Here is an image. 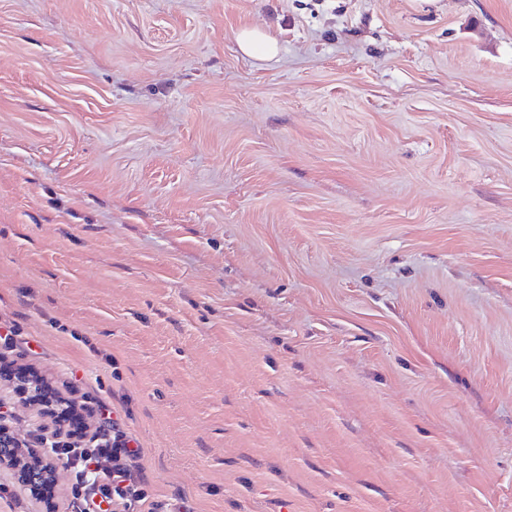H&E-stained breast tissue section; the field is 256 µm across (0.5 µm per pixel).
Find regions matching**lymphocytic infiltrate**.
<instances>
[{
	"label": "lymphocytic infiltrate",
	"instance_id": "f902f5d3",
	"mask_svg": "<svg viewBox=\"0 0 512 512\" xmlns=\"http://www.w3.org/2000/svg\"><path fill=\"white\" fill-rule=\"evenodd\" d=\"M38 402L55 422L70 428L67 439L52 450L73 476L70 512H142L148 493L133 472L140 448L119 432L86 431L82 408L57 397L49 384H41Z\"/></svg>",
	"mask_w": 512,
	"mask_h": 512
}]
</instances>
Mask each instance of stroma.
Returning a JSON list of instances; mask_svg holds the SVG:
<instances>
[{"instance_id":"1","label":"stroma","mask_w":512,"mask_h":512,"mask_svg":"<svg viewBox=\"0 0 512 512\" xmlns=\"http://www.w3.org/2000/svg\"><path fill=\"white\" fill-rule=\"evenodd\" d=\"M0 323L148 512H512V0H0ZM236 40L245 56L258 60L271 59L279 52L277 40L260 28H243L238 32Z\"/></svg>"}]
</instances>
